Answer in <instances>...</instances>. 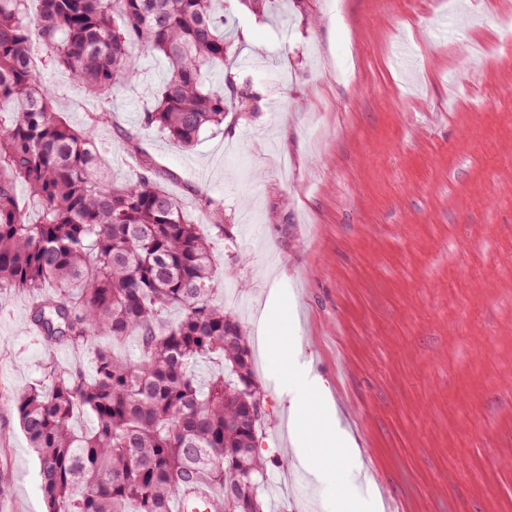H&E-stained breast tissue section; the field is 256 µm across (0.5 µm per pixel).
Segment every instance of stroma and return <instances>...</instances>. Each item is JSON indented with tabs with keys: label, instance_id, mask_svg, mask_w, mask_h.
Returning <instances> with one entry per match:
<instances>
[{
	"label": "stroma",
	"instance_id": "35a3bbf8",
	"mask_svg": "<svg viewBox=\"0 0 512 512\" xmlns=\"http://www.w3.org/2000/svg\"><path fill=\"white\" fill-rule=\"evenodd\" d=\"M229 5L240 111L189 148L142 130L167 64L136 53L139 80L99 126L113 181L144 161L160 171L213 236L216 301L248 330L279 284L276 333L325 378L382 512H512V0ZM40 74L67 122L88 123L96 102L64 70ZM31 303L0 292L10 512H46L17 396L48 362L91 367L39 340ZM251 353L267 409L257 452L279 490L266 512H336L341 488L296 465L281 380Z\"/></svg>",
	"mask_w": 512,
	"mask_h": 512
}]
</instances>
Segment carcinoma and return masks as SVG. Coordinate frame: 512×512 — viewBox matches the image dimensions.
<instances>
[{"mask_svg": "<svg viewBox=\"0 0 512 512\" xmlns=\"http://www.w3.org/2000/svg\"><path fill=\"white\" fill-rule=\"evenodd\" d=\"M28 2L0 0V291L31 296L44 342L92 352L91 375L51 361L49 388L16 399L47 512H170L199 484L219 512H264L265 400L246 330L213 302L212 243L152 164L110 182L95 138L114 90L136 81L134 45L167 61L144 129L187 148L238 111L232 75L203 81L232 46L224 0H37L33 12ZM34 35L98 103L86 128L54 111L29 62ZM130 337L132 357L102 342ZM211 360L221 368L199 381L197 364ZM80 411L92 428L76 425Z\"/></svg>", "mask_w": 512, "mask_h": 512, "instance_id": "carcinoma-1", "label": "carcinoma"}]
</instances>
